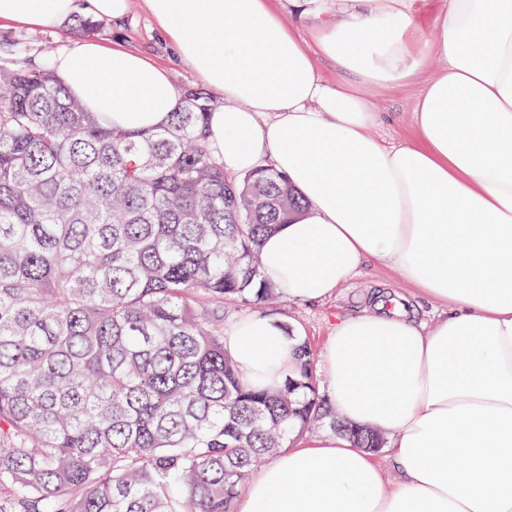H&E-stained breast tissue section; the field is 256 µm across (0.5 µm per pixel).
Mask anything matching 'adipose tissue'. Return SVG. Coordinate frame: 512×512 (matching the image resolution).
<instances>
[{"label": "adipose tissue", "instance_id": "obj_1", "mask_svg": "<svg viewBox=\"0 0 512 512\" xmlns=\"http://www.w3.org/2000/svg\"><path fill=\"white\" fill-rule=\"evenodd\" d=\"M307 0L311 38L271 0H144L178 60L220 101L208 140L229 175L270 166L308 203L260 245L261 275L321 301L376 261L438 302L432 327L378 297L340 319L319 359L345 421L387 433L398 480L343 433L302 439L255 470L240 512H512V0ZM129 0H0V24L78 13L120 22ZM349 79L323 82L317 57ZM443 68L421 92L417 137L368 134L369 84ZM52 68L115 128L153 129L176 107L165 65L84 39ZM290 324L258 311L224 336L242 380L296 368Z\"/></svg>", "mask_w": 512, "mask_h": 512}]
</instances>
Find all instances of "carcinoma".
<instances>
[{
  "label": "carcinoma",
  "mask_w": 512,
  "mask_h": 512,
  "mask_svg": "<svg viewBox=\"0 0 512 512\" xmlns=\"http://www.w3.org/2000/svg\"><path fill=\"white\" fill-rule=\"evenodd\" d=\"M215 103L188 88L167 124L112 128L0 58V512H235L326 417L307 342L268 387L224 350V301L279 297L260 242L300 199L271 167L224 173Z\"/></svg>",
  "instance_id": "cac0c4a2"
}]
</instances>
